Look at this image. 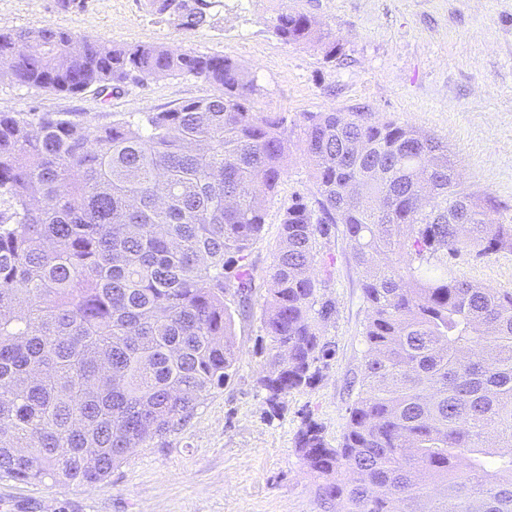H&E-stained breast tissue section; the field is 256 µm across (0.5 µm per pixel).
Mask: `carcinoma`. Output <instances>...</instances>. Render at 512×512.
I'll return each mask as SVG.
<instances>
[{"label":"carcinoma","mask_w":512,"mask_h":512,"mask_svg":"<svg viewBox=\"0 0 512 512\" xmlns=\"http://www.w3.org/2000/svg\"><path fill=\"white\" fill-rule=\"evenodd\" d=\"M186 31L208 0H152ZM274 32L336 54L308 15ZM191 75L206 98L88 119L0 112V474L93 485L183 425L237 363L228 291L288 162V118L252 111L258 88L225 56L132 48L54 27L0 30V78L109 97ZM319 198L283 209L260 306V378L277 413L335 354L321 326L317 244L343 227L363 271L364 371L333 447L308 419L296 447L338 512H512V291L451 274L440 256L512 250V224L460 188L448 145L369 112H305Z\"/></svg>","instance_id":"obj_1"}]
</instances>
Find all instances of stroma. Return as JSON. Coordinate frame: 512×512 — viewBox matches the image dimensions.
Returning a JSON list of instances; mask_svg holds the SVG:
<instances>
[{"label":"stroma","instance_id":"stroma-1","mask_svg":"<svg viewBox=\"0 0 512 512\" xmlns=\"http://www.w3.org/2000/svg\"><path fill=\"white\" fill-rule=\"evenodd\" d=\"M285 10L303 12L340 46L291 44L273 23ZM208 27L183 30L174 15L153 14L149 0H0V29L54 27L119 45L160 43L232 58L259 88L257 112H282L295 128L286 173L266 203V224L250 260L262 304L281 213L294 194L313 201L317 188L303 152L304 112L363 111L432 134L448 145L462 186L495 200L512 224V0H212ZM192 76L129 83L111 97L95 90L66 95L0 79V112H68L93 122L116 112H160L210 96ZM330 262L325 297L336 313L325 338L336 349L307 388L270 414L259 380L271 341L258 314L234 317L239 359L223 389L163 438L134 449L111 477L91 486L26 484L0 476V512H324L316 482L295 448L305 417L337 444L360 379L367 304L343 234L321 241ZM458 278L512 291V251L449 258Z\"/></svg>","mask_w":512,"mask_h":512}]
</instances>
